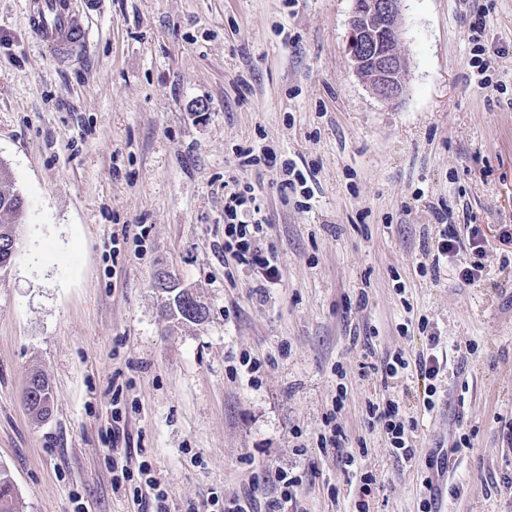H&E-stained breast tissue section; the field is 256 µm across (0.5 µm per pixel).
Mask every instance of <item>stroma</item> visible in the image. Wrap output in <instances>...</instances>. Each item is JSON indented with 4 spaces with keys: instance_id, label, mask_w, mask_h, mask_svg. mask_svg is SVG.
Here are the masks:
<instances>
[{
    "instance_id": "1",
    "label": "stroma",
    "mask_w": 512,
    "mask_h": 512,
    "mask_svg": "<svg viewBox=\"0 0 512 512\" xmlns=\"http://www.w3.org/2000/svg\"><path fill=\"white\" fill-rule=\"evenodd\" d=\"M352 0H105L68 60L0 0V165L25 200L0 276V468L16 512H143L148 465L169 512H222L285 469L298 512H512V0H404V92L379 99L346 52ZM493 81L469 65L471 25ZM316 169L311 198L246 149ZM249 184L277 283L224 253V196ZM448 210L485 240L480 286L432 268ZM190 289L199 322L157 285ZM443 370L384 388L364 369L427 349ZM260 360L251 376L242 355ZM49 415L24 402L32 373ZM433 409H425L426 389ZM415 420L397 458L366 403ZM345 466L318 439L335 401ZM468 447L452 453L460 436Z\"/></svg>"
}]
</instances>
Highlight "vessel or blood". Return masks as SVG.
<instances>
[{
    "label": "vessel or blood",
    "instance_id": "vessel-or-blood-1",
    "mask_svg": "<svg viewBox=\"0 0 512 512\" xmlns=\"http://www.w3.org/2000/svg\"><path fill=\"white\" fill-rule=\"evenodd\" d=\"M103 0H32L26 13L32 39L57 58L74 56L88 40V17Z\"/></svg>",
    "mask_w": 512,
    "mask_h": 512
}]
</instances>
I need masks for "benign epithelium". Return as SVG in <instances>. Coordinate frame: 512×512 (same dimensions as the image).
I'll use <instances>...</instances> for the list:
<instances>
[{"instance_id":"benign-epithelium-1","label":"benign epithelium","mask_w":512,"mask_h":512,"mask_svg":"<svg viewBox=\"0 0 512 512\" xmlns=\"http://www.w3.org/2000/svg\"><path fill=\"white\" fill-rule=\"evenodd\" d=\"M404 0H353L346 45L357 72L382 100L404 91L407 63L399 49L398 17Z\"/></svg>"}]
</instances>
